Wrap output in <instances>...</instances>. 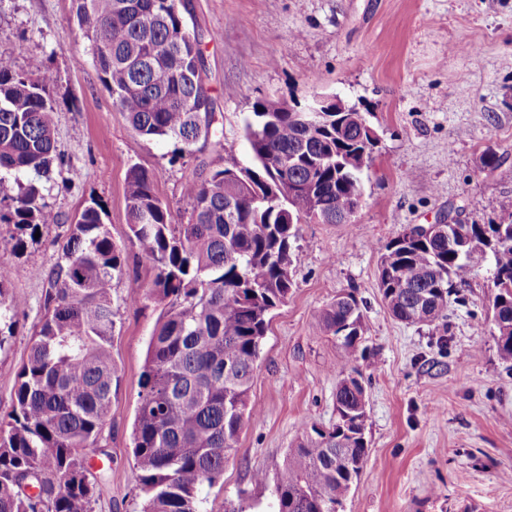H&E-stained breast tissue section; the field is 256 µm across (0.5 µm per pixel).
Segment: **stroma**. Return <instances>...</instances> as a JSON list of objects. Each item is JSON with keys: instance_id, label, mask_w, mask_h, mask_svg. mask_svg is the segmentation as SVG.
I'll list each match as a JSON object with an SVG mask.
<instances>
[{"instance_id": "stroma-1", "label": "stroma", "mask_w": 512, "mask_h": 512, "mask_svg": "<svg viewBox=\"0 0 512 512\" xmlns=\"http://www.w3.org/2000/svg\"><path fill=\"white\" fill-rule=\"evenodd\" d=\"M214 98L219 144L175 160L176 145L138 135L113 104L78 28L73 0H0V56L16 70L38 60L57 148L66 165L47 196L57 216L13 251L14 225L0 223V263L20 273L0 302L23 312L0 347V421L14 405V378L42 316L47 273L70 224L101 203L113 241L127 247L126 177L156 176L176 215L198 165L252 166L243 125L257 101L303 107L317 93L359 108L379 138L363 175V202L350 224L310 222L294 249L295 281L260 349L250 397L258 410L205 489V512H271L270 479L304 421H336L335 365L341 350L317 335L319 310L354 292L365 322L360 359L369 420L366 464L344 512H512V370L476 324L491 306L490 259L473 267L446 325L394 319L377 288L385 245L409 224L461 219L497 223L512 211V0H188ZM494 151L501 161L485 167ZM153 270L128 259L113 281L119 303L112 336L118 384L100 444L112 457L92 512H141L131 432L148 340L163 310L153 299L122 304L128 287H150ZM263 472L268 482H256Z\"/></svg>"}]
</instances>
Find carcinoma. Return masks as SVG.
I'll use <instances>...</instances> for the list:
<instances>
[{
    "label": "carcinoma",
    "instance_id": "cac0c4a2",
    "mask_svg": "<svg viewBox=\"0 0 512 512\" xmlns=\"http://www.w3.org/2000/svg\"><path fill=\"white\" fill-rule=\"evenodd\" d=\"M74 3L100 80L132 128L175 140L181 156L207 144L214 100L184 0ZM52 82L40 64L21 73L0 56V191L7 175L37 176L18 186L0 223L32 236L57 222L45 197L65 164L56 153ZM243 131L254 165L200 170L183 188L184 220L157 195L154 174L136 165L127 174L128 239L154 278L150 288L130 287L122 302L169 300L148 341L132 431L143 512H203V488L221 480L224 458L256 414L251 378L270 314L295 285L299 225L353 223L377 143L357 108L290 112L275 100L256 102ZM102 212L91 200L48 272L44 313L14 380L10 420L0 424V512H90L103 494L89 475L109 456L99 440L118 383L112 286L127 255ZM478 256L494 266L491 334L500 359L512 364L511 212L497 224L407 225L380 256L378 288L396 320L430 325L467 284ZM316 332L341 349L336 423L302 425L274 484L275 512H333L368 456L364 390L345 375L359 373L363 358L357 298L337 294Z\"/></svg>",
    "mask_w": 512,
    "mask_h": 512
}]
</instances>
